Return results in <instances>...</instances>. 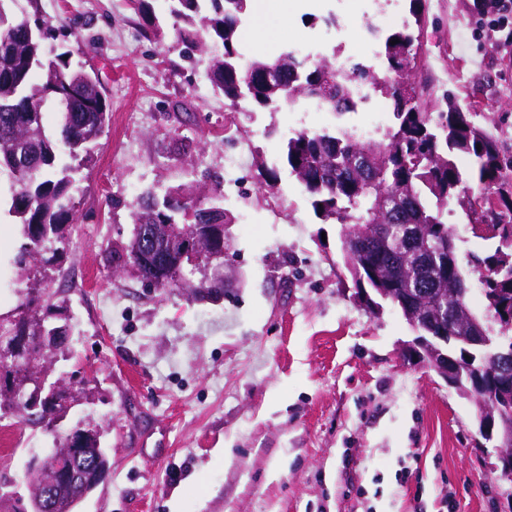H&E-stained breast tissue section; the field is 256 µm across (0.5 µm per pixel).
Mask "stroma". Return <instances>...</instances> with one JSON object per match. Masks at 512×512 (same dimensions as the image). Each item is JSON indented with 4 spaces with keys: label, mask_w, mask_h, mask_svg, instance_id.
<instances>
[{
    "label": "stroma",
    "mask_w": 512,
    "mask_h": 512,
    "mask_svg": "<svg viewBox=\"0 0 512 512\" xmlns=\"http://www.w3.org/2000/svg\"><path fill=\"white\" fill-rule=\"evenodd\" d=\"M150 5L153 31L134 0L16 4L55 29L54 52L96 75L111 112L74 174L72 228L84 247L65 238L38 256L36 273L21 269V227L0 176V273L12 281L0 288V322L31 293L49 321H72V352L55 373L86 390L58 428L0 420L14 435L0 443V475L25 491L30 463L79 425L100 431L112 468L77 512H512V480L473 406L402 354L414 333L393 305L375 313L357 299L341 225L316 217L283 156L300 129H351L371 113L324 112L301 127L288 108L232 107L204 64L182 59L167 0ZM410 17V0H316L264 15L239 45L265 59L302 45L342 51L370 67L380 44L365 21L388 35ZM331 18L344 41L328 38ZM496 18L472 0H422L413 78L426 110L450 94L510 157L512 44ZM228 120L232 141L221 135ZM180 184L221 191L235 217L216 299L145 288L110 263L137 196Z\"/></svg>",
    "instance_id": "1"
}]
</instances>
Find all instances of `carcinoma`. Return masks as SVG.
Instances as JSON below:
<instances>
[{
	"label": "carcinoma",
	"mask_w": 512,
	"mask_h": 512,
	"mask_svg": "<svg viewBox=\"0 0 512 512\" xmlns=\"http://www.w3.org/2000/svg\"><path fill=\"white\" fill-rule=\"evenodd\" d=\"M15 0H0V174L11 180L10 211L22 226L24 244L18 262L27 260L62 240L65 226L74 220L70 205L74 168L61 160L65 152L86 161L89 144L104 132L110 105L96 80L73 67L66 53L49 56L45 40L54 37L45 23L30 22L13 11ZM247 0H170L176 20V45L193 63L208 56L206 77L214 91L236 107L243 101L277 111L317 100L329 112L351 108L348 82L336 78L326 57L301 58L287 50L273 61L254 59L243 66L238 31ZM411 24L385 38L379 53L382 71L357 65L353 80L367 83L393 103L394 124L372 145L348 130L335 133L300 132L288 139V167L324 220L344 226L343 238L353 237L363 249L345 250L349 271L358 288H390L402 298L399 308L406 323L433 335L448 323L455 339L448 353L475 355L481 351L456 340L488 330L490 321L472 308L465 294L448 307V290L458 283L476 281L486 301V311L512 314V158L500 153L496 140L475 125L448 93L446 108L428 112L419 104L420 91L412 80L416 68ZM55 109L62 121L56 135L46 133L44 113ZM474 160L471 174L463 173L454 157ZM482 198L483 213L499 229L493 254L469 256L472 277L464 276L458 261L453 229L444 221L448 200L454 198L470 215L474 201ZM219 194L204 200L188 199L176 187L160 197L142 194L133 205L134 224L128 243L112 251L136 272L141 283L159 288H179L191 293L204 288L209 295L224 293L209 288L208 281L170 278L194 240L200 224H232L234 217L218 204ZM25 314L21 336H46L48 343L38 358L16 364L0 362V417L14 416L35 423L22 402L28 386L48 380L47 364L67 350L55 340L69 336L46 320L39 298L22 303ZM458 393L473 402L477 423L491 399L472 383ZM507 406L496 411L493 440L502 443L512 435V387L503 390ZM81 449L80 477L48 489L51 459L70 457ZM111 469L110 456L95 428H74L56 436L42 467L26 475L28 494L24 512H75L84 487L98 485Z\"/></svg>",
	"instance_id": "1"
}]
</instances>
